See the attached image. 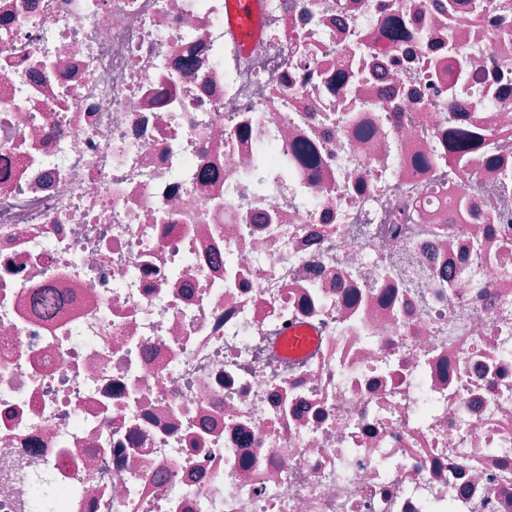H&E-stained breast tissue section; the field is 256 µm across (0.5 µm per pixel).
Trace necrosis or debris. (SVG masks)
<instances>
[{"label": "necrosis or debris", "mask_w": 512, "mask_h": 512, "mask_svg": "<svg viewBox=\"0 0 512 512\" xmlns=\"http://www.w3.org/2000/svg\"><path fill=\"white\" fill-rule=\"evenodd\" d=\"M230 4L0 0V512H512V0ZM262 0H235L228 16L227 26L236 40L250 46L257 38V19L262 11Z\"/></svg>", "instance_id": "obj_1"}]
</instances>
